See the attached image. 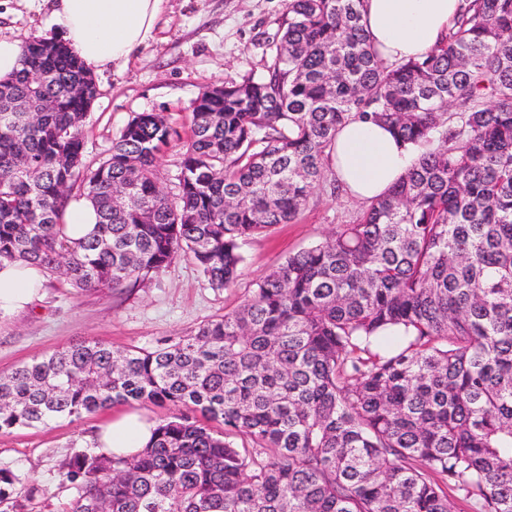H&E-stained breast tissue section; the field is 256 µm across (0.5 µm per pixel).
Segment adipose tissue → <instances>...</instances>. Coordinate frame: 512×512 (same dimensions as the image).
<instances>
[{
    "label": "adipose tissue",
    "mask_w": 512,
    "mask_h": 512,
    "mask_svg": "<svg viewBox=\"0 0 512 512\" xmlns=\"http://www.w3.org/2000/svg\"><path fill=\"white\" fill-rule=\"evenodd\" d=\"M164 0H54L53 22L87 70L124 67L147 46ZM459 0H363V23L381 58L397 63L428 52L444 35ZM412 162L408 146L387 127L353 119L336 132L328 163L346 193L366 202L387 194ZM45 269L25 261L0 262V315L24 311L39 296ZM154 425L127 412L101 425L93 447L131 456L148 445Z\"/></svg>",
    "instance_id": "ef3b65f1"
}]
</instances>
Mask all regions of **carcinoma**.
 I'll list each match as a JSON object with an SVG mask.
<instances>
[{"label":"carcinoma","instance_id":"obj_1","mask_svg":"<svg viewBox=\"0 0 512 512\" xmlns=\"http://www.w3.org/2000/svg\"><path fill=\"white\" fill-rule=\"evenodd\" d=\"M361 7L286 0L267 77L194 101L173 198L158 159L179 133L158 113L83 163L91 74L63 43L25 42L0 80V260L80 294L144 287L181 254L232 286L241 244L298 221L352 118L418 152L234 312L150 349L83 341L1 374V433L176 410L137 455L74 452L55 512H512V0H460L445 39L394 66ZM76 195L99 221L71 243ZM31 496L0 468V503Z\"/></svg>","mask_w":512,"mask_h":512}]
</instances>
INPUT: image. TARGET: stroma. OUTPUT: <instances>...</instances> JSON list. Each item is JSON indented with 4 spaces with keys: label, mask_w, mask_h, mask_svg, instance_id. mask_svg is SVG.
<instances>
[{
    "label": "stroma",
    "mask_w": 512,
    "mask_h": 512,
    "mask_svg": "<svg viewBox=\"0 0 512 512\" xmlns=\"http://www.w3.org/2000/svg\"><path fill=\"white\" fill-rule=\"evenodd\" d=\"M285 0H165L153 40L121 72L95 74L98 97L84 124L88 163L105 158L112 140L132 114H164L187 135L191 105L206 87L261 78L262 60L278 31ZM44 0H0V36L26 42L54 36ZM174 141L160 161V187L175 193L183 143ZM363 202L331 195L327 186L311 194L298 223L280 224L249 239L236 283L210 288L195 262L175 259L148 286L113 294H76L62 279L47 278L43 297L27 311L0 317V373L15 365L82 341L115 349L149 348L239 308L256 280L291 254L323 242L363 212ZM123 405L45 426L0 433V467L21 475L35 493L28 512H52L65 496L57 466L74 450L89 446L96 429Z\"/></svg>",
    "instance_id": "1"
}]
</instances>
